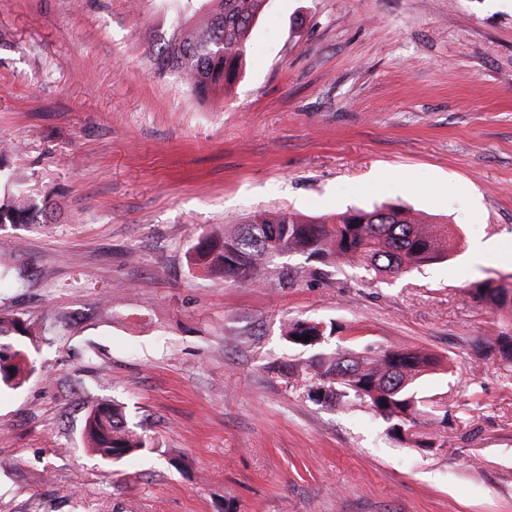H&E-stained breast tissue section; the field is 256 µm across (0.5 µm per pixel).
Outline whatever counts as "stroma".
<instances>
[{
  "instance_id": "obj_1",
  "label": "stroma",
  "mask_w": 512,
  "mask_h": 512,
  "mask_svg": "<svg viewBox=\"0 0 512 512\" xmlns=\"http://www.w3.org/2000/svg\"><path fill=\"white\" fill-rule=\"evenodd\" d=\"M157 0H0V141L51 223L0 228V311L46 325L38 371L0 391V512H512L505 317L470 286L512 275V0H269L232 91L199 103L147 57ZM401 205L447 259L395 277L277 259L208 275L201 230L260 212ZM306 268L286 280L284 271ZM325 351L419 348L433 445L310 400L287 320ZM148 442L82 441L93 398Z\"/></svg>"
}]
</instances>
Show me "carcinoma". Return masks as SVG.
<instances>
[{
	"mask_svg": "<svg viewBox=\"0 0 512 512\" xmlns=\"http://www.w3.org/2000/svg\"><path fill=\"white\" fill-rule=\"evenodd\" d=\"M193 15L156 54L152 67L176 72L201 102L227 95L249 51L251 32L266 0H197ZM19 190L0 196V226L32 224L45 211ZM447 239L416 215L399 206L372 210L349 209L326 217L301 219L287 211L259 213L242 224H226L224 232L204 233L192 248L189 262L226 278L255 282L274 262V254L294 253L322 264L352 266L373 276L397 275L447 256ZM473 295L499 308L512 309V283L488 279L472 285ZM34 330L16 314L0 316V387H20L36 370L28 341ZM336 325L307 319L284 324L283 335L297 347L312 350L311 360L291 367L309 382V397L318 403L365 407L381 416L389 428L417 423L427 397L420 381L434 360L418 350L346 347L333 354L320 349ZM300 339H294V336ZM308 335L305 342L301 336ZM503 361L512 364V328L497 338ZM90 448L108 464L147 447L146 438L132 430L117 405H88L85 421Z\"/></svg>",
	"mask_w": 512,
	"mask_h": 512,
	"instance_id": "1",
	"label": "carcinoma"
}]
</instances>
